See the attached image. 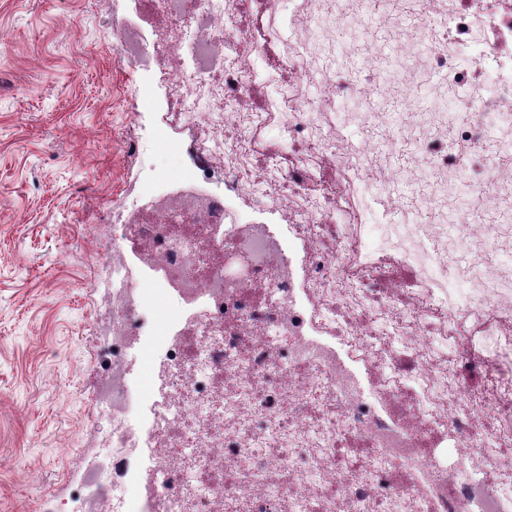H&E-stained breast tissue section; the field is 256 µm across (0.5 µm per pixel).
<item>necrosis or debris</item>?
I'll return each instance as SVG.
<instances>
[{"mask_svg":"<svg viewBox=\"0 0 512 512\" xmlns=\"http://www.w3.org/2000/svg\"><path fill=\"white\" fill-rule=\"evenodd\" d=\"M132 2L114 35L139 69L158 70L168 128L186 132L194 165L147 207L113 211L104 236L97 267L112 286L94 333L112 361L92 401L112 414V453H83L80 512H512V371H500L512 367V339L491 330L480 350L463 345L445 360L434 347L460 307L512 321V267L500 261L512 225L499 221L512 151L488 138L512 122V0H452L445 10L439 0H389L367 25L334 0H298L288 75L267 109L284 120L289 154L316 147L336 185L315 191L311 167L297 163L262 201L247 137L256 115L246 109L257 45L234 24L242 0ZM441 13L443 27L431 21ZM476 18L480 45L470 39ZM396 20L414 50L390 70L364 38ZM348 29L360 68L326 71L321 105H308L296 89L316 70L313 47ZM420 63L447 71L452 93L473 86L479 108L452 97L422 127L409 78ZM395 81L408 112L390 129L367 91ZM200 98L211 111L195 110ZM340 100L385 138L392 159L378 172L320 125ZM420 157L432 176L407 205L427 221L389 239L411 272L391 288L362 257L348 176L368 192L406 180ZM451 186L465 201L452 229L436 200ZM263 211L288 221L263 223ZM463 251L460 290L448 267ZM149 294L175 311L140 396L129 356L146 342ZM434 437L454 455L425 450ZM490 469L503 479L488 482Z\"/></svg>","mask_w":512,"mask_h":512,"instance_id":"1","label":"necrosis or debris"}]
</instances>
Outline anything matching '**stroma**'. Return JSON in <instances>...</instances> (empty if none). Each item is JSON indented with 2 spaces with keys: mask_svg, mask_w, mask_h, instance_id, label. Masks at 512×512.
<instances>
[{
  "mask_svg": "<svg viewBox=\"0 0 512 512\" xmlns=\"http://www.w3.org/2000/svg\"><path fill=\"white\" fill-rule=\"evenodd\" d=\"M113 0H0V512H49L81 480L73 455L104 437L91 403L109 350L93 334L97 232L144 171L177 176L189 159L164 130L165 88L124 64ZM286 69L254 54V137L281 151L288 132L265 104ZM378 203L358 209L365 253L392 281Z\"/></svg>",
  "mask_w": 512,
  "mask_h": 512,
  "instance_id": "35a3bbf8",
  "label": "stroma"
}]
</instances>
